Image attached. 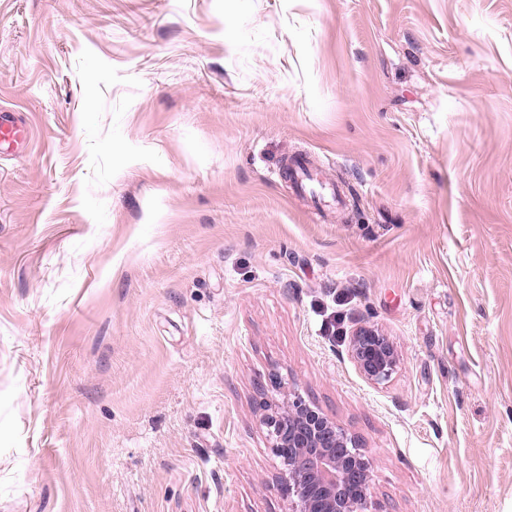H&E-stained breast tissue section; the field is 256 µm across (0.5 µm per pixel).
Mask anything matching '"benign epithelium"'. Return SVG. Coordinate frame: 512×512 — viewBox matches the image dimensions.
<instances>
[{
  "label": "benign epithelium",
  "instance_id": "obj_1",
  "mask_svg": "<svg viewBox=\"0 0 512 512\" xmlns=\"http://www.w3.org/2000/svg\"><path fill=\"white\" fill-rule=\"evenodd\" d=\"M351 358L368 381L382 384L397 371L393 342L371 326L352 334ZM275 394L259 403L261 423L280 461L279 489L288 512H377L373 471L363 442L274 375Z\"/></svg>",
  "mask_w": 512,
  "mask_h": 512
}]
</instances>
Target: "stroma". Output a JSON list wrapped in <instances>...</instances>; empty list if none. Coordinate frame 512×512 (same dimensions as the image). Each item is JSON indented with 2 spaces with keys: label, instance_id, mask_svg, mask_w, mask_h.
Returning <instances> with one entry per match:
<instances>
[{
  "label": "stroma",
  "instance_id": "stroma-1",
  "mask_svg": "<svg viewBox=\"0 0 512 512\" xmlns=\"http://www.w3.org/2000/svg\"><path fill=\"white\" fill-rule=\"evenodd\" d=\"M0 110V512H285L272 373L378 512H512V0H0ZM0 112V148L24 143L29 135L27 125L18 120L14 112ZM351 357L368 381L382 384L397 371L400 359L393 342L371 326H360L352 334Z\"/></svg>",
  "mask_w": 512,
  "mask_h": 512
}]
</instances>
